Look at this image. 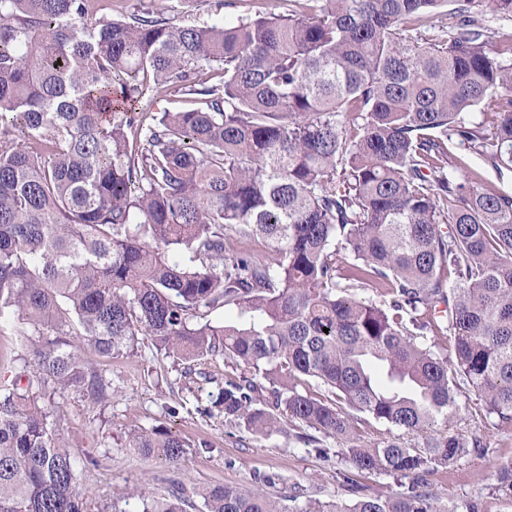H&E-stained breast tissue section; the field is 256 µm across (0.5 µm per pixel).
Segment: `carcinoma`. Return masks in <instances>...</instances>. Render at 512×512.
Here are the masks:
<instances>
[{"mask_svg":"<svg viewBox=\"0 0 512 512\" xmlns=\"http://www.w3.org/2000/svg\"><path fill=\"white\" fill-rule=\"evenodd\" d=\"M251 2L233 21L177 24L0 0V331L38 337L0 377V512H86L39 400H107L82 351L132 356L141 336L235 366L200 413L255 434L286 414L358 473L408 480L383 501L350 478L351 503L296 512H458L426 474L486 448L448 428L459 395L512 426V193L449 171L455 148L512 170V38L491 25L512 21V0ZM169 90L192 106L135 111ZM472 112L492 115L489 132ZM225 307L238 320L212 324ZM432 326L453 352L418 342ZM371 420L423 443L367 441ZM128 447L182 469L191 444L154 427ZM494 476L512 493V459ZM198 496L177 482L137 494L136 512H281L258 491Z\"/></svg>","mask_w":512,"mask_h":512,"instance_id":"obj_1","label":"carcinoma"}]
</instances>
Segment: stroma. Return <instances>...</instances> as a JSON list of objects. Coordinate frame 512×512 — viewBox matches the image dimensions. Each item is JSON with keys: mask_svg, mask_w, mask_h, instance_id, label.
Segmentation results:
<instances>
[{"mask_svg": "<svg viewBox=\"0 0 512 512\" xmlns=\"http://www.w3.org/2000/svg\"><path fill=\"white\" fill-rule=\"evenodd\" d=\"M131 11H153L175 21L199 23L234 18L246 10L243 0H124ZM89 368L112 383V396L93 403L85 392L70 389L52 395L44 405L56 422L63 443L77 460L80 488L86 492L87 512H111L127 507L134 491L163 493L169 479H178L187 492L214 485L258 490L294 512L308 501L345 502L350 498L344 479L353 475L350 461L335 439L320 446L300 442L302 423L283 419V432L255 435L204 416L198 407L215 384L224 382L233 367L224 358L192 363L174 362L143 340L136 355L110 361L85 354ZM453 432L480 433L484 455H469L440 467L428 477V488L439 505L477 504L479 512H512V495L495 491L494 466L512 457V427L498 425L464 392ZM163 427L191 444L181 471L157 456H144L125 445L133 429Z\"/></svg>", "mask_w": 512, "mask_h": 512, "instance_id": "obj_1", "label": "stroma"}]
</instances>
